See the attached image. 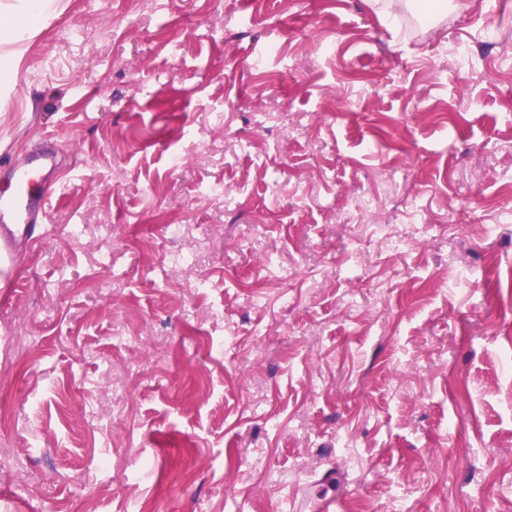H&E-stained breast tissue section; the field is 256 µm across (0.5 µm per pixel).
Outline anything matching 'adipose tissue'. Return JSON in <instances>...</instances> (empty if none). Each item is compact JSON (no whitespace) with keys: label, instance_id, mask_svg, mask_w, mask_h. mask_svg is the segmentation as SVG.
<instances>
[{"label":"adipose tissue","instance_id":"ef3b65f1","mask_svg":"<svg viewBox=\"0 0 512 512\" xmlns=\"http://www.w3.org/2000/svg\"><path fill=\"white\" fill-rule=\"evenodd\" d=\"M61 8V0H0L1 87L14 83L24 55V43Z\"/></svg>","mask_w":512,"mask_h":512}]
</instances>
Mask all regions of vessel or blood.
Here are the masks:
<instances>
[{
  "label": "vessel or blood",
  "mask_w": 512,
  "mask_h": 512,
  "mask_svg": "<svg viewBox=\"0 0 512 512\" xmlns=\"http://www.w3.org/2000/svg\"><path fill=\"white\" fill-rule=\"evenodd\" d=\"M57 162L53 150L45 149L33 153L24 164L14 168L11 178L15 191L7 197H0V223L18 226L36 223L46 216L52 194L39 189L34 175L39 171L56 172ZM322 491L312 492L310 486L298 489L293 501V512H344V496L337 491V475L322 477Z\"/></svg>",
  "instance_id": "b4317fda"
}]
</instances>
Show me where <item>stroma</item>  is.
I'll list each match as a JSON object with an SVG mask.
<instances>
[{
	"mask_svg": "<svg viewBox=\"0 0 512 512\" xmlns=\"http://www.w3.org/2000/svg\"><path fill=\"white\" fill-rule=\"evenodd\" d=\"M466 2L64 0L0 96V195L48 140L71 174L0 262V512L328 471L512 512V0Z\"/></svg>",
	"mask_w": 512,
	"mask_h": 512,
	"instance_id": "stroma-1",
	"label": "stroma"
}]
</instances>
